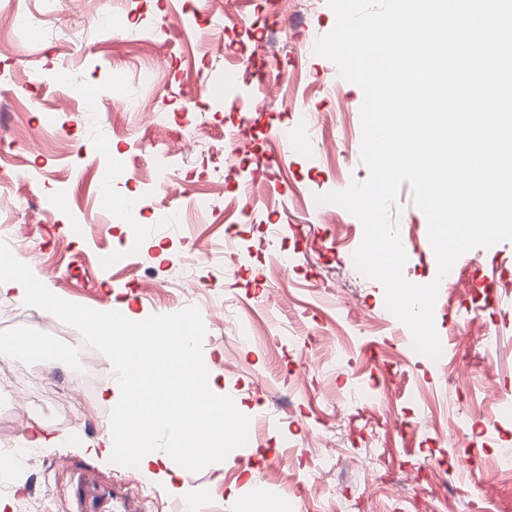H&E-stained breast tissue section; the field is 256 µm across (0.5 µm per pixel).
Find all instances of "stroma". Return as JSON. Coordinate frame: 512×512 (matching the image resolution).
I'll return each instance as SVG.
<instances>
[{
	"mask_svg": "<svg viewBox=\"0 0 512 512\" xmlns=\"http://www.w3.org/2000/svg\"><path fill=\"white\" fill-rule=\"evenodd\" d=\"M253 2L267 24L246 36L226 26L220 54L180 24L187 4L204 11L208 0H21L25 32L0 35V146L9 151L0 184L18 202L11 220L21 261L60 298L95 310L125 305L147 317L197 307L209 381L253 427L244 446L200 471L131 472L94 450L110 425L105 394L116 378L85 401L70 359L46 366L0 348V405L13 411L0 434L29 437L43 426L60 438L14 464L0 512H16L19 500L28 512L44 503L78 512L79 484L95 502L91 512H173L188 498L197 512H246L259 498L279 512H331L328 495L338 488L342 512H512V479L497 465L500 449L512 448V416L498 405L512 399V241L464 253L453 285H440L434 325L446 366L412 349L382 285L354 266L361 222L340 206L327 214L309 206L369 177L360 161L364 94L314 53L336 16L327 0ZM131 7L138 23L101 35L98 16ZM245 55L283 82L256 92L239 62ZM147 62L158 82L137 112L117 103L95 111L48 80L65 68L75 86L130 89ZM189 84L198 103L187 114ZM152 112L169 123L151 126ZM187 119L207 138H182ZM287 124L291 136L277 140ZM231 130L242 151L228 160ZM113 146L121 172L107 183ZM267 154L278 162L243 214L231 167ZM159 166L211 193L213 212L194 211L183 198L162 218L149 202L132 226L98 210L104 194L147 193ZM391 212L405 278L432 282L428 224L409 184ZM198 244L222 260L197 259ZM233 319L254 320L280 345L241 340ZM3 321L14 336L47 333L41 311L10 293L0 295ZM471 453L482 461L480 475L446 472L449 459Z\"/></svg>",
	"mask_w": 512,
	"mask_h": 512,
	"instance_id": "1",
	"label": "stroma"
}]
</instances>
